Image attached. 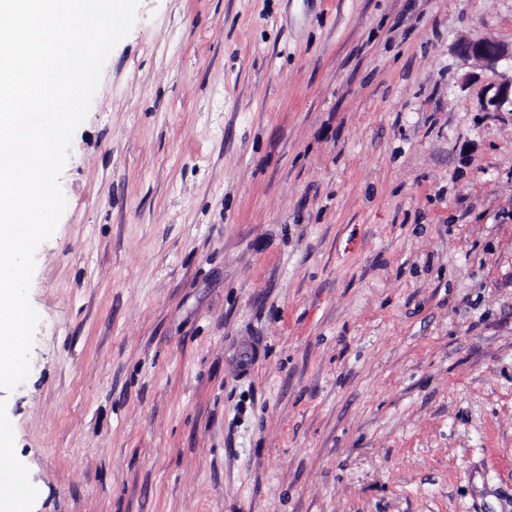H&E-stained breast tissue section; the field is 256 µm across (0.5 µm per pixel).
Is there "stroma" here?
Instances as JSON below:
<instances>
[{
    "label": "stroma",
    "instance_id": "1",
    "mask_svg": "<svg viewBox=\"0 0 512 512\" xmlns=\"http://www.w3.org/2000/svg\"><path fill=\"white\" fill-rule=\"evenodd\" d=\"M512 0H140L0 389L11 512H512ZM457 50L462 57L475 61L494 76H498L503 61L510 60L512 67V44L508 46L489 37H478L461 41ZM483 112L510 113L512 116V77L491 79L479 101ZM7 488L15 497H23L28 491L24 477L8 465L0 464V488Z\"/></svg>",
    "mask_w": 512,
    "mask_h": 512
}]
</instances>
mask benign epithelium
Returning <instances> with one entry per match:
<instances>
[{"instance_id": "7a95c632", "label": "benign epithelium", "mask_w": 512, "mask_h": 512, "mask_svg": "<svg viewBox=\"0 0 512 512\" xmlns=\"http://www.w3.org/2000/svg\"><path fill=\"white\" fill-rule=\"evenodd\" d=\"M457 50L462 57L475 61L482 70L494 75L485 86L479 101L480 110L512 114V78H496L501 63L512 61V45L478 37L461 41Z\"/></svg>"}]
</instances>
